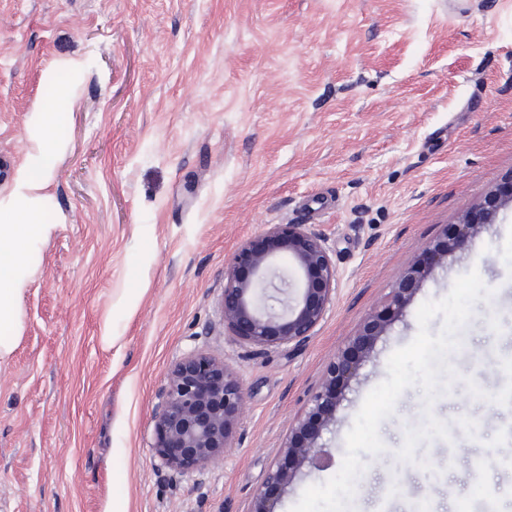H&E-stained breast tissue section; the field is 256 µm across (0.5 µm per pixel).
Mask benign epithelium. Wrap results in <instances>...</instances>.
<instances>
[{
    "instance_id": "benign-epithelium-1",
    "label": "benign epithelium",
    "mask_w": 512,
    "mask_h": 512,
    "mask_svg": "<svg viewBox=\"0 0 512 512\" xmlns=\"http://www.w3.org/2000/svg\"><path fill=\"white\" fill-rule=\"evenodd\" d=\"M508 203L512 199H505L501 191L489 193L451 225L450 233L443 234L430 253L441 261L448 257V248L467 247L478 230L493 223ZM278 259L292 265L300 295L295 303L271 312L260 303L258 287ZM427 271L428 267L415 260L382 309L337 352L307 409L282 443V460L268 468L250 512H278L280 494L298 470L329 464L328 452L317 444L320 428L335 419L339 397L358 376L384 332L386 315L403 312ZM336 293V265L322 235L304 224H271L259 236L243 242L224 268V329L259 352L293 351L315 335ZM245 399L239 374L227 364L202 350L182 356L168 373L163 401L154 416V457L180 474L201 471L223 458L234 448Z\"/></svg>"
}]
</instances>
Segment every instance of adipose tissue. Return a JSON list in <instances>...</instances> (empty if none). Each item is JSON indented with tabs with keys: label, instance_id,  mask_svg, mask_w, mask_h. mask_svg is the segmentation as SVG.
Listing matches in <instances>:
<instances>
[{
	"label": "adipose tissue",
	"instance_id": "1",
	"mask_svg": "<svg viewBox=\"0 0 512 512\" xmlns=\"http://www.w3.org/2000/svg\"><path fill=\"white\" fill-rule=\"evenodd\" d=\"M78 70L75 64L67 67L54 93L36 109L39 143L28 163L18 170L8 198L0 200V362L12 354L16 343L18 301L26 284L25 257L31 244L51 231L36 197L57 170V132L67 122V101L73 94V75Z\"/></svg>",
	"mask_w": 512,
	"mask_h": 512
}]
</instances>
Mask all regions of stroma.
<instances>
[{"label":"stroma","mask_w":512,"mask_h":512,"mask_svg":"<svg viewBox=\"0 0 512 512\" xmlns=\"http://www.w3.org/2000/svg\"><path fill=\"white\" fill-rule=\"evenodd\" d=\"M83 76L39 193L14 352L0 363V512H249L310 394L447 225L512 181V0H0V196L36 145L46 77ZM270 224H304L336 264V300L293 351L261 353L224 332V266ZM478 271L449 356L457 373L425 406L406 389L362 454L352 512H512L499 434L501 360L512 359V207L434 266L387 329L320 438L334 476L346 435L387 361L417 335V310ZM280 261L263 305L296 298ZM115 341L105 346L102 326ZM202 348L246 390L235 450L173 474L153 457L171 365ZM449 440L397 452L426 413Z\"/></svg>","instance_id":"stroma-1"}]
</instances>
